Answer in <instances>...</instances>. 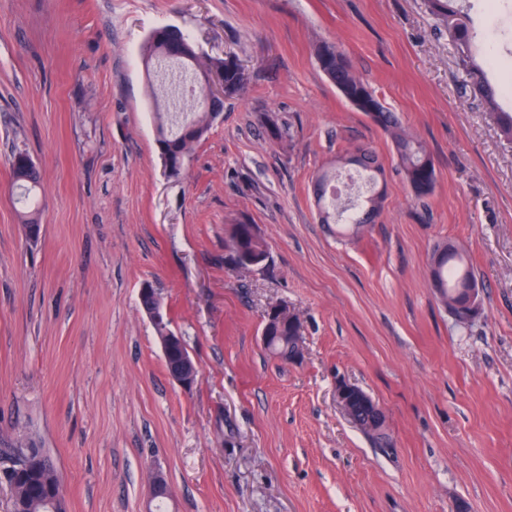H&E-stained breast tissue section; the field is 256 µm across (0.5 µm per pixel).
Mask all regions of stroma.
Here are the masks:
<instances>
[{"label":"stroma","mask_w":512,"mask_h":512,"mask_svg":"<svg viewBox=\"0 0 512 512\" xmlns=\"http://www.w3.org/2000/svg\"><path fill=\"white\" fill-rule=\"evenodd\" d=\"M453 7L488 81L512 83V0ZM162 27L248 79L176 178L140 56ZM322 42L425 143V202L322 72ZM466 83L429 0H0V448L44 449L67 512H145L153 468L169 512H512V141L496 122L512 96L491 109ZM361 145L386 195L340 238L313 182ZM17 149L41 178L35 240ZM242 219L268 249L249 273L224 260ZM449 240L483 285L466 328L429 284ZM147 283L198 365L192 387L167 373ZM276 303L302 323L300 363L263 345ZM340 377L383 408L390 448L338 410Z\"/></svg>","instance_id":"1"}]
</instances>
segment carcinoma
I'll use <instances>...</instances> for the list:
<instances>
[{"instance_id":"1","label":"carcinoma","mask_w":512,"mask_h":512,"mask_svg":"<svg viewBox=\"0 0 512 512\" xmlns=\"http://www.w3.org/2000/svg\"><path fill=\"white\" fill-rule=\"evenodd\" d=\"M461 65L468 75L470 92L486 103L494 104L499 88L491 85L485 78L483 67L470 52L473 35L462 23L451 32ZM317 56L327 55L328 63L323 72L341 95L359 111L371 118V122L380 127L391 139L397 155L399 171L404 183L413 192L416 199L425 201L433 192L436 183L434 162L423 143L402 124L398 113L386 106L375 92L356 74L345 52L333 44L321 43L316 47ZM145 63L155 65L165 85L161 86L164 106L157 109L155 117L158 123L157 143L162 165L169 173L177 177L183 173L186 159L195 145L206 137L214 122L215 111L207 101L208 91L205 85L196 81L197 74L210 70L218 62H224V95L233 97L240 94L247 82L239 75L238 63L226 57L206 58L195 56L194 61H184L165 50L164 42L150 37L143 46ZM358 172L365 175L370 194L361 202L360 211L348 219V223L360 227L369 224L377 214L384 198V192L374 189L382 168L376 152L369 146H359ZM15 180L23 183L26 192H31L40 183L36 168L12 165ZM224 260L238 269L262 268L268 259L267 246L258 235L255 226L242 220L230 225L224 241ZM430 280L438 294L440 302L448 313L460 325L470 320L467 288L479 286L473 267L466 252L455 242L450 241L434 250L430 260ZM283 328L279 331L263 326V331L271 336H299L301 322L293 328L288 327V306H282ZM348 419L362 432L368 435L379 447L387 448L384 433L373 424L370 412L357 409L348 415ZM10 461L16 482L11 486L13 508L18 512H65L62 500L63 489L59 476L50 460L43 452L38 456H29V448L22 445L16 448H0V464Z\"/></svg>"}]
</instances>
